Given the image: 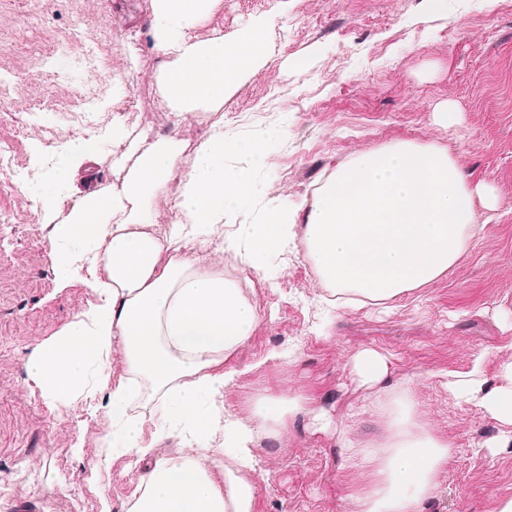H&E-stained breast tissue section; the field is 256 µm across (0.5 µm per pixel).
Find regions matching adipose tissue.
<instances>
[{"mask_svg":"<svg viewBox=\"0 0 512 512\" xmlns=\"http://www.w3.org/2000/svg\"><path fill=\"white\" fill-rule=\"evenodd\" d=\"M152 2L155 48L179 65L167 78L169 98L186 105L223 99L240 70L241 47L257 42L258 32L238 44L194 41L186 32L214 0ZM226 149L223 128L214 127L179 183L182 217L164 236L146 220L144 203L171 182L180 155L173 145L150 148L127 181L82 200L56 233L58 263L102 262L104 275L94 282L100 302L55 339L36 345L28 374L59 407L108 389L111 443L144 464L139 492L126 512H254V443L277 434L311 404L288 390L257 402L259 425L224 415V364L250 337L259 311L223 269L182 257L180 244L219 231L229 212L249 202L250 172H225ZM480 230L475 192L457 161L446 149L400 142L357 155L331 172L301 229L278 209L273 222L238 225L226 243L261 272L272 253L301 238L319 279L339 303L362 307L439 279ZM117 351L125 370L115 376ZM495 379L487 385L476 367L446 374L445 386L498 422L506 446L512 444V357L499 363ZM136 380L165 405L149 444L142 440L144 414L128 411ZM384 415L388 433L355 498L359 512H423L452 458L451 445L418 420L409 390L391 395ZM173 437L181 454L156 455V444Z\"/></svg>","mask_w":512,"mask_h":512,"instance_id":"adipose-tissue-1","label":"adipose tissue"}]
</instances>
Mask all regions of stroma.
<instances>
[{"label":"stroma","instance_id":"35a3bbf8","mask_svg":"<svg viewBox=\"0 0 512 512\" xmlns=\"http://www.w3.org/2000/svg\"><path fill=\"white\" fill-rule=\"evenodd\" d=\"M151 25V0H0V79L32 76L0 97V141L15 145L42 184L52 170L38 127L53 124V108L91 111L102 125L94 153L71 157L75 189L54 209L0 189V211L18 218L0 241V512H126L137 494L142 464L101 437L107 391L55 408L27 376L34 346L99 300L91 263L62 270L41 245L89 192L121 185L146 148L181 144L177 168L189 174L216 123L237 145L224 155L228 171L257 138L278 135L253 169L241 223H265L276 207L304 222L305 202L336 166L401 141L447 148L470 186L493 200L478 209L484 229L469 251L388 311L326 310V288L300 242L269 259L278 273L261 283L227 258L222 234L197 237L189 260H219L225 274L256 282L261 321L224 365L233 374L229 413L249 417L256 399L290 387L331 417L324 432L300 415L260 438L255 512H357L351 492L383 440L386 400L351 375L348 362L363 349L389 357L391 387L414 379L419 418L453 446L426 512H495L512 497V447H494L498 424L449 396L437 374L469 371L480 355L491 378L512 354V0H447L441 11L427 0H217L189 36L232 43L257 26L264 56L223 101L198 102L205 125L184 133L156 126L154 102L173 60L156 51ZM95 41L111 42L107 65L121 84L78 73ZM448 109L457 114L451 126L438 120ZM288 350L293 365L273 360ZM344 429L357 454L339 447Z\"/></svg>","mask_w":512,"mask_h":512}]
</instances>
